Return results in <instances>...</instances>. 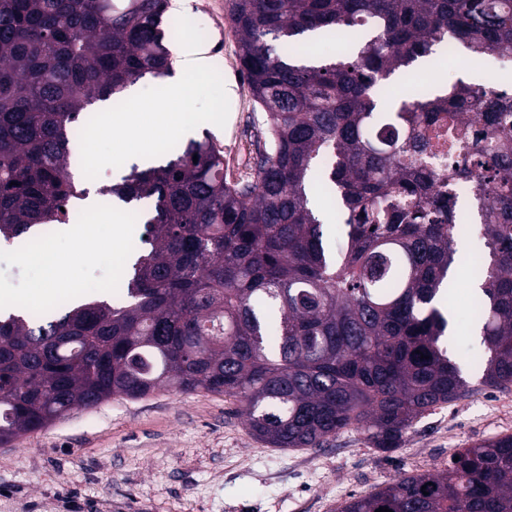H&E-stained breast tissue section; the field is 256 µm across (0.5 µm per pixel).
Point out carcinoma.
Instances as JSON below:
<instances>
[{
  "instance_id": "1",
  "label": "carcinoma",
  "mask_w": 512,
  "mask_h": 512,
  "mask_svg": "<svg viewBox=\"0 0 512 512\" xmlns=\"http://www.w3.org/2000/svg\"><path fill=\"white\" fill-rule=\"evenodd\" d=\"M227 6L263 114L253 161L228 178L205 133L98 189L141 213L144 247L117 299L0 316L1 446L76 406L164 386L238 399L271 448H320L354 427L389 451L436 408L512 388V91L458 80L411 101L381 92L450 35L475 58L512 55V0ZM167 7L0 0V241L68 223L88 194L69 167L73 127L95 103L172 74ZM310 33L349 38L310 62ZM430 128L448 131L444 171L423 157ZM469 175L489 255L473 294L476 385L441 347L449 320L436 305L451 295L452 189ZM317 205L335 212L337 238ZM456 455L341 512H512V434Z\"/></svg>"
}]
</instances>
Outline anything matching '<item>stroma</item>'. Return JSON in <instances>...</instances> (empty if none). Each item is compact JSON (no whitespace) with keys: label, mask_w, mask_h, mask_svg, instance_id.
<instances>
[{"label":"stroma","mask_w":512,"mask_h":512,"mask_svg":"<svg viewBox=\"0 0 512 512\" xmlns=\"http://www.w3.org/2000/svg\"><path fill=\"white\" fill-rule=\"evenodd\" d=\"M185 12L196 20L192 37L211 59V82L233 90L211 134L224 152L225 173L234 178L252 156L247 127L260 122L261 114L240 71L226 0H188ZM94 110L101 122L76 144L73 158L86 182L109 184L130 160L112 145L111 104L96 103ZM124 210L121 204L85 210L98 226L97 252H84L77 238H52L67 259L61 285H73L85 297L95 288H117L144 232L143 225L127 224V233L113 239V226L126 224ZM456 248L450 278L457 294L443 345L459 360L480 347L468 315V262L485 250L475 229L457 239ZM39 278L34 262L0 249V286L12 289L24 310L47 307L28 299ZM241 408L221 394L161 389L142 399L114 397L73 409L42 431L0 447V512H338L349 495H369L402 476L442 470L459 449L512 434V391L492 389L435 409L391 452L371 448L356 429L320 448H272L251 435Z\"/></svg>","instance_id":"stroma-1"}]
</instances>
